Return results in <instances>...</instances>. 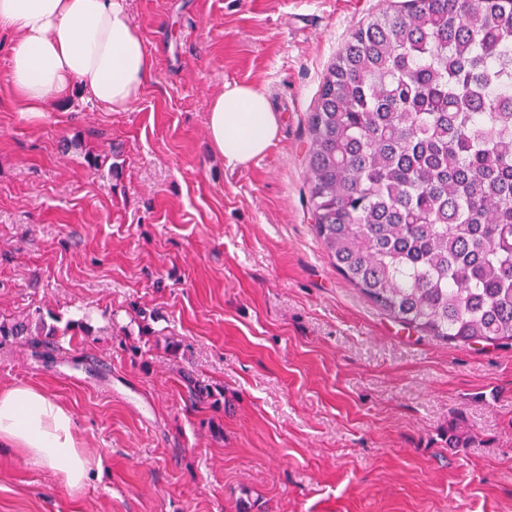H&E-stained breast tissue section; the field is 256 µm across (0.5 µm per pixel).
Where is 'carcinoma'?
<instances>
[{
    "label": "carcinoma",
    "instance_id": "cac0c4a2",
    "mask_svg": "<svg viewBox=\"0 0 512 512\" xmlns=\"http://www.w3.org/2000/svg\"><path fill=\"white\" fill-rule=\"evenodd\" d=\"M314 229L395 321L512 343V0H404L329 65L308 116ZM41 311L0 345L53 336ZM190 396L218 403L210 385Z\"/></svg>",
    "mask_w": 512,
    "mask_h": 512
}]
</instances>
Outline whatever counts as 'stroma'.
Listing matches in <instances>:
<instances>
[{
  "label": "stroma",
  "instance_id": "35a3bbf8",
  "mask_svg": "<svg viewBox=\"0 0 512 512\" xmlns=\"http://www.w3.org/2000/svg\"><path fill=\"white\" fill-rule=\"evenodd\" d=\"M394 2L129 0L153 72L125 112L78 90L24 112L0 32V318L92 329L1 345L0 390L62 403L102 464L74 490L0 447V512H512V344L402 327L313 228L308 114L337 50ZM228 82L279 116L245 167L208 143Z\"/></svg>",
  "mask_w": 512,
  "mask_h": 512
}]
</instances>
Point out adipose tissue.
Instances as JSON below:
<instances>
[{"label": "adipose tissue", "mask_w": 512, "mask_h": 512, "mask_svg": "<svg viewBox=\"0 0 512 512\" xmlns=\"http://www.w3.org/2000/svg\"><path fill=\"white\" fill-rule=\"evenodd\" d=\"M0 30L15 36L8 82L35 115L76 87L98 106L128 111L152 74L127 0H0ZM207 129L213 152L244 166L275 144L279 123L263 91L228 82L210 101ZM0 446L54 468L70 488L90 478L92 461L75 438L71 413L39 389L0 392Z\"/></svg>", "instance_id": "1"}]
</instances>
